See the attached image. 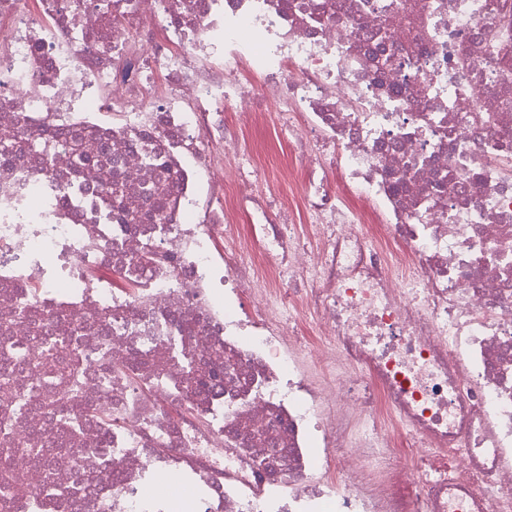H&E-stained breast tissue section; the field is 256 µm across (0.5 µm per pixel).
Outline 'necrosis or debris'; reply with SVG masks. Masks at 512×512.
Instances as JSON below:
<instances>
[{
  "instance_id": "necrosis-or-debris-1",
  "label": "necrosis or debris",
  "mask_w": 512,
  "mask_h": 512,
  "mask_svg": "<svg viewBox=\"0 0 512 512\" xmlns=\"http://www.w3.org/2000/svg\"><path fill=\"white\" fill-rule=\"evenodd\" d=\"M4 456L0 512H512V0H0Z\"/></svg>"
}]
</instances>
